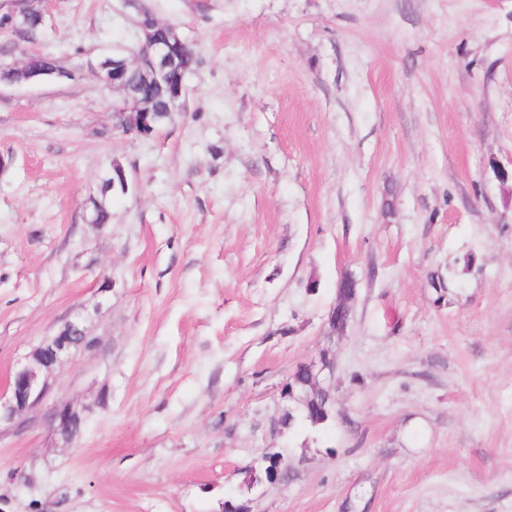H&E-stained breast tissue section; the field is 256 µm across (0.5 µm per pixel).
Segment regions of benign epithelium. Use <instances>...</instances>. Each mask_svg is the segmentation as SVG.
I'll list each match as a JSON object with an SVG mask.
<instances>
[{
	"mask_svg": "<svg viewBox=\"0 0 512 512\" xmlns=\"http://www.w3.org/2000/svg\"><path fill=\"white\" fill-rule=\"evenodd\" d=\"M45 2L14 0V13L34 12L43 20ZM137 28L138 47L133 57L121 54L103 56L91 68L106 85L122 93L114 113H136L131 133L147 138L154 133L152 112L157 98L166 97L168 106L179 110L186 105L187 61L194 55V50L171 25L156 20H140ZM135 67L143 72V78L138 81L129 77ZM72 76V70L65 65L45 66L41 64V57L33 55L21 65L0 64V78L12 84L70 79ZM357 292L351 280H340L336 302L327 316V337L334 339L343 335L344 329L336 327V315L343 308L352 310ZM93 346L94 340L88 335L80 318L65 321L55 335L42 342L26 362L14 369L7 395L0 396V425H5L7 431L24 427L27 424L26 412L46 403L49 395L48 375L54 367L69 353ZM335 368L336 360L331 352L328 361H323L318 355L311 362L300 365L298 370L309 373L332 390L335 388ZM44 419L53 432L69 439L75 437L83 421L80 412L67 404L49 407Z\"/></svg>",
	"mask_w": 512,
	"mask_h": 512,
	"instance_id": "1",
	"label": "benign epithelium"
}]
</instances>
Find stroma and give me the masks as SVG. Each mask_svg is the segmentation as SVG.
<instances>
[{
    "mask_svg": "<svg viewBox=\"0 0 512 512\" xmlns=\"http://www.w3.org/2000/svg\"><path fill=\"white\" fill-rule=\"evenodd\" d=\"M195 48L187 107L114 130L91 61L136 7ZM0 81V393L68 319L50 374L80 410L0 435V512H512V0H49ZM130 190L84 219L110 162ZM335 417L282 388L324 345ZM281 449L288 480L254 488ZM41 57L29 56L22 65L0 64V78L12 84H28L51 79H71L72 70L63 64L45 66L40 63ZM4 75L7 78H4ZM357 292L358 288H355V284L347 278L340 280L338 283L336 302L331 307L326 321L327 332L325 336H327V339L331 338L330 341L328 340L330 343L336 338V336L343 335L345 328H336V315L343 308L347 309L349 313L352 311ZM44 419L53 432L69 439L75 437L76 431L83 421L80 412L67 404H55L48 407Z\"/></svg>",
    "mask_w": 512,
    "mask_h": 512,
    "instance_id": "35a3bbf8",
    "label": "stroma"
}]
</instances>
